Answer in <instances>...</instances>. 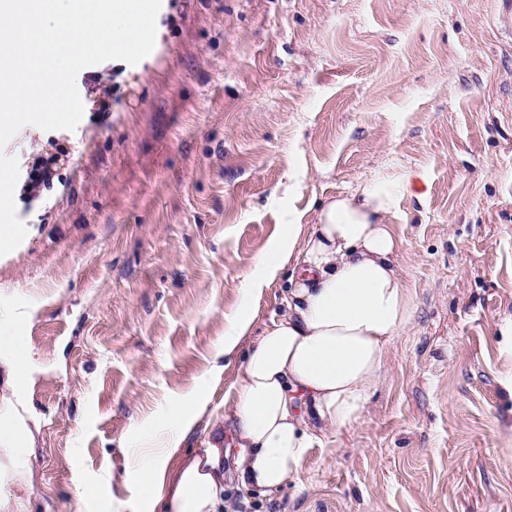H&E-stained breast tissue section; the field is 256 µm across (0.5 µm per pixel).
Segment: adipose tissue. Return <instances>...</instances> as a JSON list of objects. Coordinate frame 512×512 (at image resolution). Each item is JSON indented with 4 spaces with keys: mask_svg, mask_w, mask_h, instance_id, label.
<instances>
[{
    "mask_svg": "<svg viewBox=\"0 0 512 512\" xmlns=\"http://www.w3.org/2000/svg\"><path fill=\"white\" fill-rule=\"evenodd\" d=\"M106 0H78L69 15L45 29L35 8L0 12V26L26 20L31 56L39 61L43 105L82 112L99 95L74 100L63 75L73 47L100 54L128 52L99 14ZM415 173L398 178L375 172L353 191L329 198L317 210L311 231L283 225L259 257L245 284L250 299L262 297L280 271L290 269L282 311L265 326L255 346L242 349L254 316L239 309L224 331V356L243 353L237 380L224 397L222 419L205 417L201 389L175 399L161 426L136 430L129 445L142 491L143 512H224V441L184 455L183 439L199 421L211 428L227 423L236 447L235 476L241 487L263 495L300 484L311 448L361 420L382 381L388 346L409 321V296L397 261L400 239L394 225L399 204L410 194ZM29 316L15 314L0 333V367L12 381L10 396L24 399L31 351L24 332ZM24 445L23 423L0 418V465L13 468Z\"/></svg>",
    "mask_w": 512,
    "mask_h": 512,
    "instance_id": "obj_1",
    "label": "adipose tissue"
}]
</instances>
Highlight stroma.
I'll return each mask as SVG.
<instances>
[{
	"label": "stroma",
	"instance_id": "stroma-1",
	"mask_svg": "<svg viewBox=\"0 0 512 512\" xmlns=\"http://www.w3.org/2000/svg\"><path fill=\"white\" fill-rule=\"evenodd\" d=\"M154 55L75 52L73 96L0 131L9 167L33 129L63 156L9 207L0 320L28 305L34 437L0 468V512H136L126 448L211 378L224 413L239 361L212 367L258 257L285 224L371 173H419L400 202L409 323L362 420L313 448L301 486L233 482L234 512H512V39L497 0H152Z\"/></svg>",
	"mask_w": 512,
	"mask_h": 512
}]
</instances>
